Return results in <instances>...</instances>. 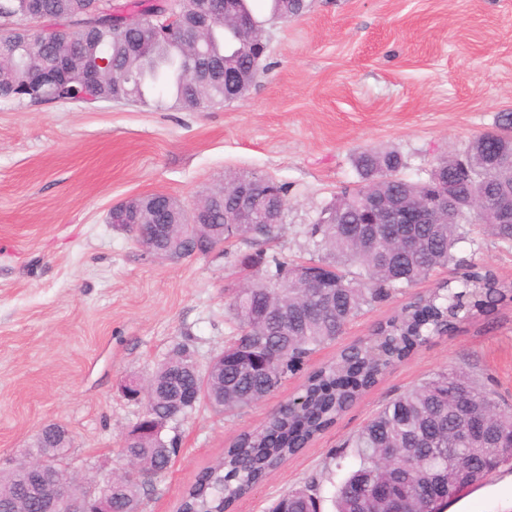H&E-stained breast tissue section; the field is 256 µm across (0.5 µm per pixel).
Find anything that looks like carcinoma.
I'll return each mask as SVG.
<instances>
[{"label":"carcinoma","mask_w":512,"mask_h":512,"mask_svg":"<svg viewBox=\"0 0 512 512\" xmlns=\"http://www.w3.org/2000/svg\"><path fill=\"white\" fill-rule=\"evenodd\" d=\"M39 15L21 20L23 0H0V97L36 79L48 65L72 66L106 61L93 91L101 102L134 98L144 105L173 106L197 112L232 99L224 87V65L241 74L257 72L261 59L244 50L250 36L216 18L208 28L205 54L185 50L186 34L175 29L158 38L152 17L169 0H127L103 9L98 0H41ZM51 22L46 29L43 23ZM465 155L473 167L458 176L460 192L473 180L484 184L485 208L512 195V175H493L487 164L512 155V113L502 116L492 137H474ZM403 162L394 151L364 152L356 159L359 184L333 203L336 223L311 225V259L321 287L310 288L294 263L258 249L238 257L241 268L257 269L253 288L238 289L228 305L236 324L224 351L203 370L193 351L182 345L152 375L147 406L151 417L168 423L182 420L197 406L224 404V412H242L275 392L309 357L341 335L345 326L376 302L405 293L436 269L455 261L464 218L456 224L363 223L369 191L388 202L413 206L426 190L400 175ZM454 169L449 156L437 159L430 190L445 189ZM262 192H257L256 224L240 225L239 241H273L279 225ZM224 211L197 227L203 254L223 242L217 228ZM476 225L512 247V223L483 219ZM512 299V283L503 282L476 264L464 268L424 296L409 302L399 315L379 324L371 338L350 346L336 361L312 372L300 406L279 405L265 423L239 434L224 456L203 468L184 491L180 512H232L235 503L264 481L288 458L331 427L383 372L404 360L433 337L453 332L474 309ZM38 447L65 459L70 440L52 432ZM155 439L142 436L122 451L134 456L136 477L112 485V512H141L142 479L168 469ZM357 466L336 487V512H445L471 487L484 484L512 461V417L501 409L496 393L456 369L422 380L384 405L351 441ZM26 474H0V512H41L37 501L20 494ZM450 487L446 496L436 484ZM320 484L312 479L289 489L272 512H319Z\"/></svg>","instance_id":"carcinoma-1"}]
</instances>
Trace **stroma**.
Segmentation results:
<instances>
[{
    "label": "stroma",
    "instance_id": "obj_1",
    "mask_svg": "<svg viewBox=\"0 0 512 512\" xmlns=\"http://www.w3.org/2000/svg\"><path fill=\"white\" fill-rule=\"evenodd\" d=\"M267 52L244 97L202 112L139 103L29 104L0 100V459L30 450L44 423L71 439L81 482L123 467L121 439L141 404L121 384L147 381L177 346L200 365L233 328L227 303L243 272L228 251L176 262L147 254L110 211L159 193L192 208L232 174L286 187L271 251L309 261L307 230L359 177L365 151H397L401 174L426 179L436 159L497 131L512 112V0H304L298 16L259 12ZM512 282V248L474 230L455 248ZM392 297L365 308L304 371L238 415L200 406L178 423L173 467L145 485L143 512H175L196 474L241 431L299 396L308 371L366 340L400 312ZM454 368L485 383L512 411V301L471 311L390 366L336 423L288 461L235 512H268L290 487L321 482L320 512L355 464L346 448L382 406L433 373ZM342 450L341 468L330 454ZM512 463L447 512H500Z\"/></svg>",
    "mask_w": 512,
    "mask_h": 512
}]
</instances>
